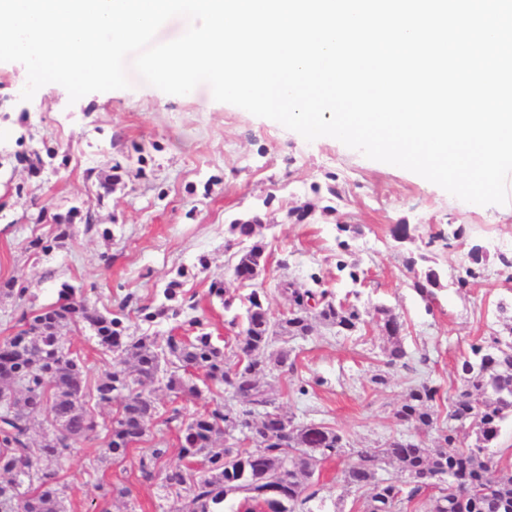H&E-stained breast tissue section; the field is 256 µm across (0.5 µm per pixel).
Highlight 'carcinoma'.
<instances>
[{
  "label": "carcinoma",
  "mask_w": 512,
  "mask_h": 512,
  "mask_svg": "<svg viewBox=\"0 0 512 512\" xmlns=\"http://www.w3.org/2000/svg\"><path fill=\"white\" fill-rule=\"evenodd\" d=\"M14 161L26 165L32 177L41 173L43 160L36 150L17 152ZM129 174L130 167L117 162L100 187L108 193ZM78 222L88 231L94 225L92 214L83 215L76 207L64 213L40 209L34 223L52 224L56 234L49 242L31 240L29 248L46 253L63 246ZM261 227L258 215L228 225L239 245L232 275L243 286L252 285L266 268ZM479 246L470 243V266L457 279L461 291L481 276L487 262ZM427 261L420 254L409 257L406 265L414 272L413 288L429 301L442 288V274L433 266L416 269ZM336 270L354 284L363 281L364 271L354 263L338 259ZM183 275L178 271L166 284L160 303L136 306L141 321L176 320L197 309L182 290ZM308 280L307 288L278 282L288 308L287 316L277 320L265 292L230 295L224 282H211L209 296L218 298L224 309L236 303L244 309L229 321L240 328L232 347L215 341L198 317L187 320L191 336L134 335L125 322L127 315L99 310L67 282L56 288V302L22 310L20 328L0 341V475L9 478L0 485V512H64L66 486L60 480V464L93 429L88 396L101 404L116 403L102 456L120 459L134 447L147 445L139 471L146 480H161L165 497L173 498L168 512H224L227 497L237 493L245 494V512L256 505L264 512H306L304 505L318 494L313 481L318 467L333 459L342 463L345 488L368 491L365 512H404L430 488L438 494L429 512H512V475L500 476L499 461L489 453L501 423L512 417V316L503 331L471 345L461 363L462 385L448 397V427L436 446H429L425 436L437 425L440 386L420 382L394 410V418L417 436L392 438L381 448L358 452L350 462L337 430L295 422L274 406L262 385L268 376L296 369L292 350H271L276 341L311 335L315 321L348 333L366 323L359 307L336 299L324 287L320 274L313 272ZM372 320L389 343L385 365L404 362V323L385 305L374 307ZM72 327L88 330L102 351L114 356V364L92 388L85 361L62 340L63 331ZM201 377L208 390L227 399L181 423L180 455L186 463L159 471L167 448L154 440L149 427L157 414L153 385H163L176 398L198 396L196 380ZM36 422L44 424L38 442L31 437ZM384 464L407 476L408 492L387 479L376 480Z\"/></svg>",
  "instance_id": "cac0c4a2"
}]
</instances>
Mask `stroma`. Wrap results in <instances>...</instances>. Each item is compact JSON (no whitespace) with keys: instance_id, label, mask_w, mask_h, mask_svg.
Here are the masks:
<instances>
[{"instance_id":"obj_1","label":"stroma","mask_w":512,"mask_h":512,"mask_svg":"<svg viewBox=\"0 0 512 512\" xmlns=\"http://www.w3.org/2000/svg\"><path fill=\"white\" fill-rule=\"evenodd\" d=\"M26 72L17 62H0V131L7 152L49 146L56 155L39 176L24 168L0 171V282L28 287L27 303L55 302V285L65 281L85 291L99 309L114 310L127 295L157 302L165 284L184 271L183 289L195 295L196 314L213 335L234 341L230 312L210 297L212 281L230 294L242 288L231 275L228 226L236 218L261 213L268 244L266 271L256 281L267 294L273 317L285 302L275 285L288 279L307 285L310 270H321L338 295L358 290L366 311L382 303L405 324L408 366L384 364L385 336L375 324L351 334L316 325L311 336L289 341L294 372L271 382V396L284 413L301 423L336 428L348 448H378L404 428L393 412L409 386L427 379L443 393L460 386L459 363L478 337L500 329L499 303L512 302V280L496 260L512 256V201L480 206L463 202L421 176L367 159L331 137L306 141L279 123L213 99L208 87L190 97L168 95L128 70L130 88L88 94L70 102L59 85L41 87L32 100L20 98ZM142 153L141 178H130L103 194L99 180L114 162ZM24 193H17V185ZM337 187L339 196L329 194ZM313 202L318 211L306 223L289 220L288 210ZM92 211L97 230L77 225L63 247L49 255L27 251L35 238L53 229L35 223L39 207ZM357 224L360 235L347 251L338 247L337 225ZM410 237L396 239L397 225ZM457 240L441 239L448 227ZM110 229L103 237L102 229ZM486 246L484 275L461 291L454 283L469 260L471 242ZM422 253L443 273L432 301L413 289L407 257ZM358 263L361 286L339 277L337 255ZM207 256L201 268L199 256ZM386 377L373 383L374 374ZM97 428L62 460L66 512H167L159 481H144L140 451L123 459L101 457L102 438L112 420L108 405H92ZM127 488L121 498L103 496V485ZM320 498L327 512H364L365 492L346 490L338 465L323 463Z\"/></svg>"}]
</instances>
